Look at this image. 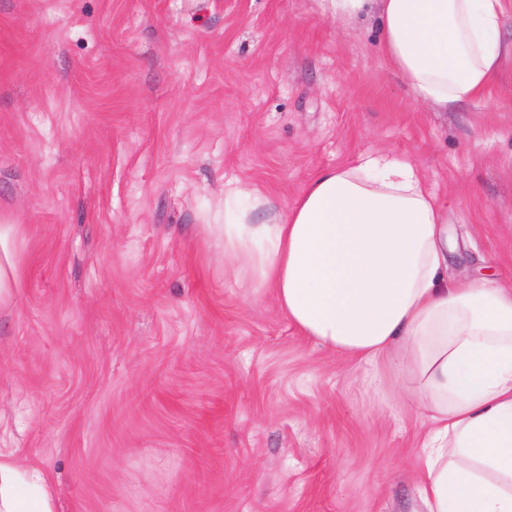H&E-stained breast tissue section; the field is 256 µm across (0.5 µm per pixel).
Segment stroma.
I'll return each instance as SVG.
<instances>
[{"label": "stroma", "mask_w": 512, "mask_h": 512, "mask_svg": "<svg viewBox=\"0 0 512 512\" xmlns=\"http://www.w3.org/2000/svg\"><path fill=\"white\" fill-rule=\"evenodd\" d=\"M381 153L447 198L449 279L512 287V55L442 112L321 0H0V452L56 512H425L386 364L303 336L204 230L228 183L285 210ZM18 225L0 224V307H7L17 285L15 240Z\"/></svg>", "instance_id": "stroma-1"}]
</instances>
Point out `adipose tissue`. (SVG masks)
<instances>
[{
	"instance_id": "adipose-tissue-1",
	"label": "adipose tissue",
	"mask_w": 512,
	"mask_h": 512,
	"mask_svg": "<svg viewBox=\"0 0 512 512\" xmlns=\"http://www.w3.org/2000/svg\"><path fill=\"white\" fill-rule=\"evenodd\" d=\"M336 19L376 17L416 99L440 110L484 96L512 45L504 0H324ZM17 225L0 224V307L17 284ZM209 231L236 275L271 289L285 317L338 353L385 360L429 428L428 512H512V289L448 279V204L414 163L365 155L318 172L288 210L240 186ZM0 512H54L36 471L0 457Z\"/></svg>"
}]
</instances>
